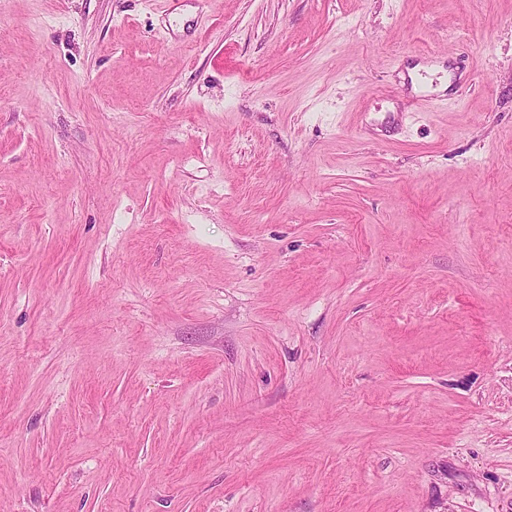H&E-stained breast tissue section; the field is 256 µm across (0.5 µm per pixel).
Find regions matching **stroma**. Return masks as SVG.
<instances>
[{"label": "stroma", "instance_id": "35a3bbf8", "mask_svg": "<svg viewBox=\"0 0 512 512\" xmlns=\"http://www.w3.org/2000/svg\"><path fill=\"white\" fill-rule=\"evenodd\" d=\"M0 512H512V0H0Z\"/></svg>", "mask_w": 512, "mask_h": 512}]
</instances>
